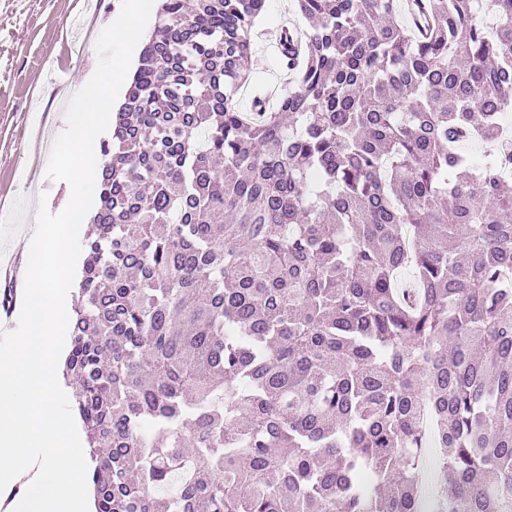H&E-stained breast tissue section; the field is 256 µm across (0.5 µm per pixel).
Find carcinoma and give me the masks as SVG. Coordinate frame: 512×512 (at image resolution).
Masks as SVG:
<instances>
[{
  "mask_svg": "<svg viewBox=\"0 0 512 512\" xmlns=\"http://www.w3.org/2000/svg\"><path fill=\"white\" fill-rule=\"evenodd\" d=\"M295 2L243 112L265 0H163L101 144L96 512H512V0ZM291 3L290 0H266L264 10L255 21L252 32L255 64L252 83L238 94L243 112H249L251 109L255 87L266 92L269 109L275 108L280 98L288 91V73L282 69L279 51L276 48L278 35L281 27H297L304 24V19L292 11Z\"/></svg>",
  "mask_w": 512,
  "mask_h": 512,
  "instance_id": "1",
  "label": "carcinoma"
}]
</instances>
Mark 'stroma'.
Here are the masks:
<instances>
[{"label": "stroma", "instance_id": "35a3bbf8", "mask_svg": "<svg viewBox=\"0 0 512 512\" xmlns=\"http://www.w3.org/2000/svg\"><path fill=\"white\" fill-rule=\"evenodd\" d=\"M120 9L121 0H0V304L18 300L23 240L35 226L39 197L55 213L71 196L46 169L66 126L64 108L98 55L72 53L65 20L87 15L100 31ZM303 23L291 0H266L252 32L254 71L239 94L242 111H250L255 89L265 91L271 109L287 92L278 35Z\"/></svg>", "mask_w": 512, "mask_h": 512}]
</instances>
